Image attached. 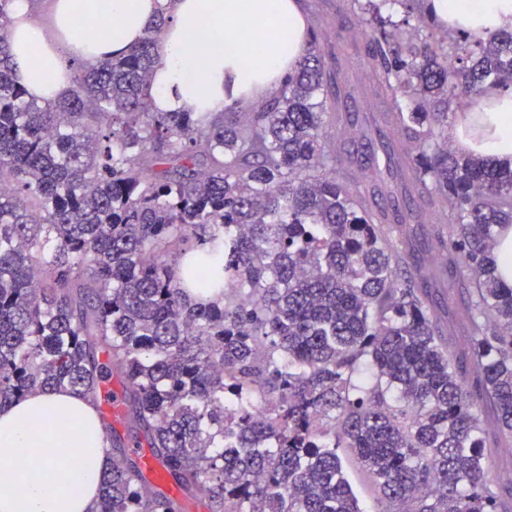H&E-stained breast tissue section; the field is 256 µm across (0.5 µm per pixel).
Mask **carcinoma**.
I'll use <instances>...</instances> for the list:
<instances>
[{
    "mask_svg": "<svg viewBox=\"0 0 512 512\" xmlns=\"http://www.w3.org/2000/svg\"><path fill=\"white\" fill-rule=\"evenodd\" d=\"M0 0V407L70 389L98 402L120 378L100 512H362L339 448L384 512H512L484 467L482 421L431 310L449 274L479 401L512 436V288L496 227L512 168L448 147L461 90L512 85V32L449 35L422 0H349L374 62L384 168L327 149L350 93L310 29L280 92L249 112H154L167 24L130 54L70 65L53 102L12 77ZM403 20L417 19L404 33ZM442 259L428 278L419 237ZM146 444L180 497L156 489ZM494 275L505 286L512 287V225L498 229L493 249Z\"/></svg>",
    "mask_w": 512,
    "mask_h": 512,
    "instance_id": "cac0c4a2",
    "label": "carcinoma"
}]
</instances>
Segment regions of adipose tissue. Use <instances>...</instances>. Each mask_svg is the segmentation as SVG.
<instances>
[{
	"label": "adipose tissue",
	"mask_w": 512,
	"mask_h": 512,
	"mask_svg": "<svg viewBox=\"0 0 512 512\" xmlns=\"http://www.w3.org/2000/svg\"><path fill=\"white\" fill-rule=\"evenodd\" d=\"M449 28L512 26V0H427ZM170 17L151 77L154 111L217 112L276 95L305 54L299 0H13L7 43L17 82L38 100L71 88L69 63L123 56L160 14ZM465 153L512 167V89L470 101L453 129ZM90 401L35 392L0 407V512H97L112 459Z\"/></svg>",
	"instance_id": "adipose-tissue-1"
}]
</instances>
